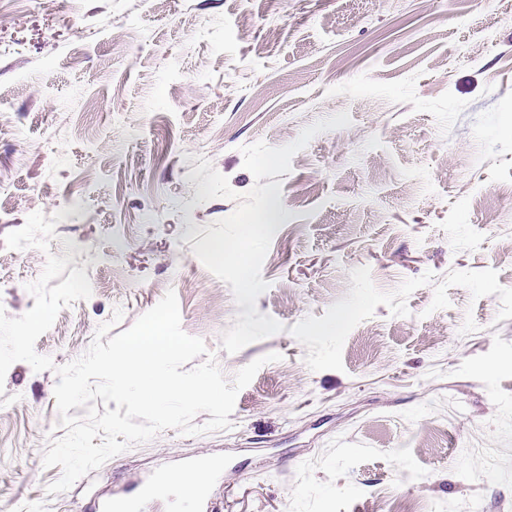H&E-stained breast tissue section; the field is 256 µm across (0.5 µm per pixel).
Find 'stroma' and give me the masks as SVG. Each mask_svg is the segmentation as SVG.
I'll list each match as a JSON object with an SVG mask.
<instances>
[{
  "label": "stroma",
  "mask_w": 512,
  "mask_h": 512,
  "mask_svg": "<svg viewBox=\"0 0 512 512\" xmlns=\"http://www.w3.org/2000/svg\"><path fill=\"white\" fill-rule=\"evenodd\" d=\"M348 112L281 174L259 313L282 332L234 354L238 308L193 253L281 147ZM512 0H0V307L71 255L92 286L35 344L55 367L167 291L226 377L269 353L226 430L160 431L46 492L64 435L54 369L0 395V512H201L140 482L221 461L219 512H512ZM236 196L202 201L198 157ZM49 251L9 249L28 215Z\"/></svg>",
  "instance_id": "obj_1"
}]
</instances>
